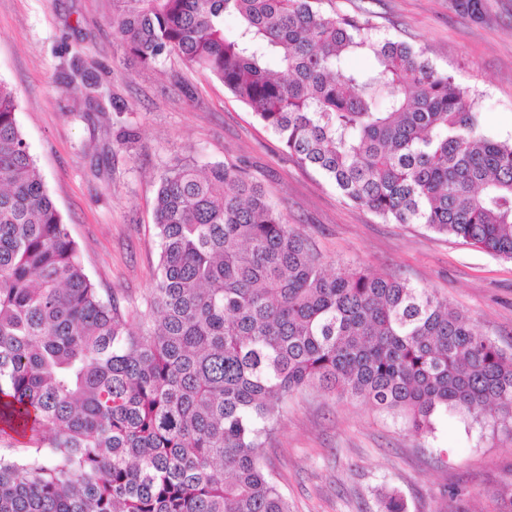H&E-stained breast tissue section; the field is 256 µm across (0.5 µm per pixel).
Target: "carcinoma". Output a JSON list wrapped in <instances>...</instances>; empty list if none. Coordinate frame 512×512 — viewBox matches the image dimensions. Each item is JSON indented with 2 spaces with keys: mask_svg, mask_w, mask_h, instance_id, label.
I'll list each match as a JSON object with an SVG mask.
<instances>
[{
  "mask_svg": "<svg viewBox=\"0 0 512 512\" xmlns=\"http://www.w3.org/2000/svg\"><path fill=\"white\" fill-rule=\"evenodd\" d=\"M328 2L112 0V24L143 67L176 56L220 80L351 204L512 260V141L425 49ZM17 99L0 80V422L48 459L0 455V512H290L261 457L275 403L307 389L416 436L441 412L512 426V354L471 315L325 262L233 165L160 177L157 319L133 331L146 312L86 273ZM382 507L407 512L395 490Z\"/></svg>",
  "mask_w": 512,
  "mask_h": 512,
  "instance_id": "obj_1",
  "label": "carcinoma"
}]
</instances>
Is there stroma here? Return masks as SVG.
I'll list each match as a JSON object with an SVG mask.
<instances>
[{
    "label": "stroma",
    "instance_id": "35a3bbf8",
    "mask_svg": "<svg viewBox=\"0 0 512 512\" xmlns=\"http://www.w3.org/2000/svg\"><path fill=\"white\" fill-rule=\"evenodd\" d=\"M332 0L373 11L381 35L425 48L476 96L483 130L512 137V0ZM112 0H0V79L90 278L119 302L144 303L159 241V178L176 159L241 167L327 260L396 274L446 294L512 352V261L421 224H389L348 204L223 84L170 57L153 70L126 54ZM105 98L87 111L83 74ZM262 458L291 512H381L391 489L408 512H512V431L441 413L412 435L363 402L314 390L280 404Z\"/></svg>",
    "mask_w": 512,
    "mask_h": 512
}]
</instances>
